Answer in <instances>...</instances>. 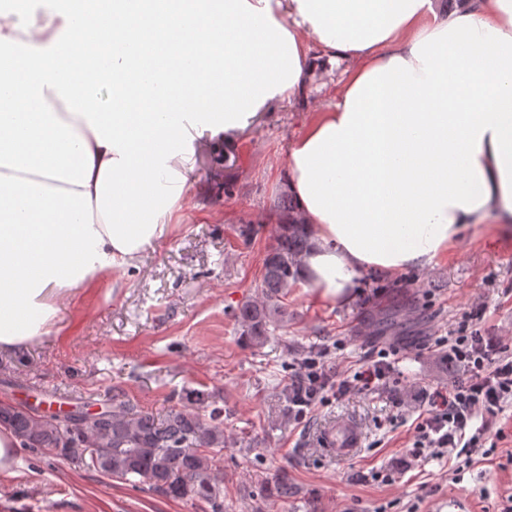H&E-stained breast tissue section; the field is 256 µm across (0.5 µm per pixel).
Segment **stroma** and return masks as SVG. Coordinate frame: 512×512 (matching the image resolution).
<instances>
[{"instance_id": "stroma-1", "label": "stroma", "mask_w": 512, "mask_h": 512, "mask_svg": "<svg viewBox=\"0 0 512 512\" xmlns=\"http://www.w3.org/2000/svg\"><path fill=\"white\" fill-rule=\"evenodd\" d=\"M341 71L323 73L306 99L277 102L242 134L234 152L207 149L184 195L179 223L131 264L95 287L73 288L48 336L22 354L0 352V401L62 410L128 401L165 413L189 387L224 408V502L228 512H482L486 500L512 495V419L493 460L452 477L446 463L412 467L400 482L379 486L361 474L403 456L409 433L396 422L394 389L355 394L295 423L279 383L297 352L327 351L341 373L359 367L376 346L399 345V367L412 390L446 386L462 368L431 349L473 304L484 307L483 335L512 346V234L483 225L422 269L365 271L350 303L321 300L314 288L288 290V322L261 346L242 343L235 312L260 296L262 259L275 240L269 216L281 196L279 176L291 140L315 110L334 102ZM252 225L251 238L240 234ZM401 294L407 335H378L364 321L378 302ZM343 340L340 355L329 352ZM351 423L362 443L331 454L317 438ZM286 473L297 489L285 501L263 499L258 481ZM0 512H203L145 487L21 448L0 474Z\"/></svg>"}]
</instances>
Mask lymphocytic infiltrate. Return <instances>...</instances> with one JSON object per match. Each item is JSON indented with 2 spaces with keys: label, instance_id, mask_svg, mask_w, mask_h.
Wrapping results in <instances>:
<instances>
[{
  "label": "lymphocytic infiltrate",
  "instance_id": "obj_1",
  "mask_svg": "<svg viewBox=\"0 0 512 512\" xmlns=\"http://www.w3.org/2000/svg\"><path fill=\"white\" fill-rule=\"evenodd\" d=\"M483 306H475L435 344L447 348L450 362L462 367V378L447 387L422 391L427 407L413 421L410 448L396 465L369 472L371 482L392 484L398 475L427 458H445L471 466L488 459L504 438L500 418L512 409V348L483 336L479 323ZM399 347L389 345L368 351L360 367L334 379L318 355L292 366L298 399L291 408L296 422H303L319 406L350 394H365L396 382Z\"/></svg>",
  "mask_w": 512,
  "mask_h": 512
}]
</instances>
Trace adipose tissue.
Here are the masks:
<instances>
[{"instance_id":"obj_1","label":"adipose tissue","mask_w":512,"mask_h":512,"mask_svg":"<svg viewBox=\"0 0 512 512\" xmlns=\"http://www.w3.org/2000/svg\"><path fill=\"white\" fill-rule=\"evenodd\" d=\"M78 2L0 24V351L28 350L72 288L165 237L204 134L234 149L339 64L335 103L291 141L281 179L309 234L300 275L322 300L512 223V0ZM145 16L169 69L155 90L124 81L136 62L119 53ZM81 20L106 38L83 46ZM199 40L221 66L174 73ZM86 49L106 71L68 72Z\"/></svg>"}]
</instances>
